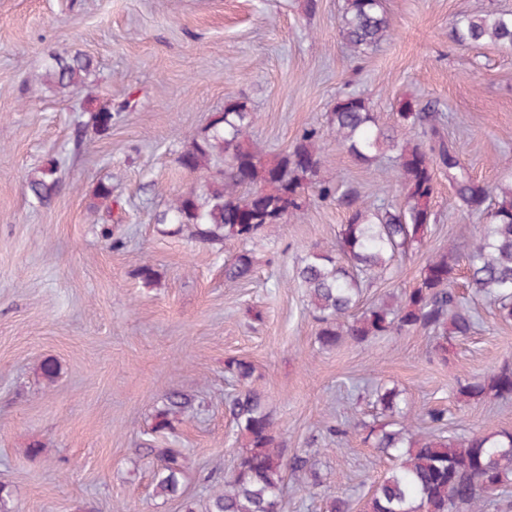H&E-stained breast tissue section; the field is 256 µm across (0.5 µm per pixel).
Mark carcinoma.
Listing matches in <instances>:
<instances>
[{"instance_id": "carcinoma-1", "label": "carcinoma", "mask_w": 512, "mask_h": 512, "mask_svg": "<svg viewBox=\"0 0 512 512\" xmlns=\"http://www.w3.org/2000/svg\"><path fill=\"white\" fill-rule=\"evenodd\" d=\"M340 31L357 54L377 47L391 33L384 0H345ZM453 32L461 45L490 42L512 49V14L463 15ZM91 67V60L80 53L54 54L46 78L59 91L70 93L85 87ZM90 104L86 126L101 135L109 133L117 118L112 105L98 104L94 98ZM254 120L245 103L232 101L193 136L177 162L202 181L155 217V223L174 234L187 230L201 242L242 244L243 249L224 262V279L250 278L256 262L250 245L274 232L313 197L334 202L348 214L334 246L309 250L296 270L297 287L318 323L321 348L423 332L433 337L435 354L447 359L448 341L463 340L475 330L467 299L455 288L461 277L472 294L494 300L503 321H512V171L495 187L474 178L453 142L445 139L443 116L431 105L411 98L400 101L398 123L391 129L380 125L371 103L358 95L338 99L327 113L328 134L359 161L371 164L383 154L396 155L404 198L399 207L369 205L356 186L341 190L322 179L320 130H304L291 150L267 157L250 143ZM439 169L446 173L459 207L482 218L466 267L459 268L451 253L432 252L412 288L359 310L365 286L392 279L396 258L425 246L437 221L433 200ZM59 183L57 164L49 161L28 175L27 189L33 201L44 206L56 195ZM94 197L92 208L102 212L101 220H124L126 202L114 194L112 182L99 183ZM225 370L242 385L227 407L239 448L232 474L212 490L209 512H285L283 481L288 470L304 476L302 491L324 496L325 512H482L490 498L512 488L511 430L448 436L447 410L418 409L397 386L380 385L372 396L383 420L361 421L355 427L391 465L374 479L361 502L327 494L309 450L285 456L272 414L262 395L249 387L254 365L229 358ZM511 397L508 361L465 380L457 389L458 400L466 404ZM192 410V398L173 389L155 410L152 430H167L173 420ZM416 420L428 422V430L417 428ZM157 457L155 494L183 497L182 454L159 448Z\"/></svg>"}]
</instances>
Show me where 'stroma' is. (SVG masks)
I'll return each instance as SVG.
<instances>
[{
  "instance_id": "1",
  "label": "stroma",
  "mask_w": 512,
  "mask_h": 512,
  "mask_svg": "<svg viewBox=\"0 0 512 512\" xmlns=\"http://www.w3.org/2000/svg\"><path fill=\"white\" fill-rule=\"evenodd\" d=\"M0 0V485L7 512H207L213 479L230 469L234 425L225 408L238 390L227 358L256 368L261 393L288 449L317 448L331 493L358 500L388 462L336 422L372 420L378 381L415 406L448 411L449 435L512 430V400L466 405L470 376L512 361V322L471 298L478 325L448 359L415 332L320 348L295 268L309 248L336 240L345 211L313 203L254 246L252 279L225 281L237 242L203 244L165 234L155 216L196 176L176 158L227 101L257 114L252 140L288 150L322 128L338 96L371 102L393 127L403 99L431 102L478 180L497 185L512 161V52L459 45L460 16L512 12V0H385L391 36L352 55L340 35L344 0ZM90 56L88 77L119 112L109 134L84 130V93L42 78L50 53ZM326 177L356 185L371 203L402 201L394 158L364 164L334 141ZM52 160L61 182L49 205L25 191L29 171ZM430 250L469 253L480 219L457 206L437 172ZM128 203L118 225L94 222L88 206L102 181ZM121 247H111V239ZM155 276L143 284L142 265ZM421 256L397 261L392 280L364 290L365 304L412 288ZM55 375L46 378L44 364ZM178 389L194 410L152 433L164 394ZM40 455H32L33 446ZM185 457V497L154 493L155 449Z\"/></svg>"
}]
</instances>
